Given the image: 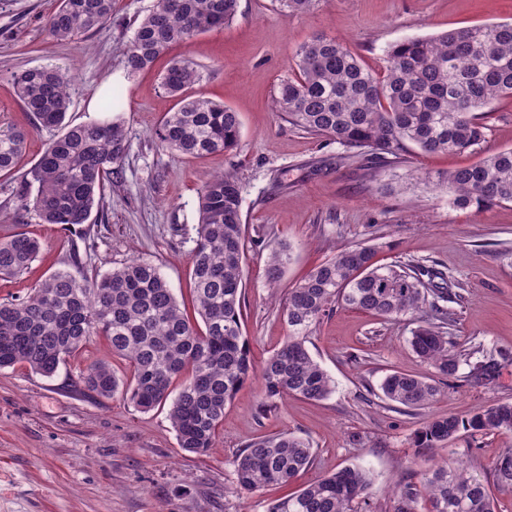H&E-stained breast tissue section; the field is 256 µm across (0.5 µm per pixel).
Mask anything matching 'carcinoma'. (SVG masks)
I'll return each instance as SVG.
<instances>
[{"instance_id": "cac0c4a2", "label": "carcinoma", "mask_w": 512, "mask_h": 512, "mask_svg": "<svg viewBox=\"0 0 512 512\" xmlns=\"http://www.w3.org/2000/svg\"><path fill=\"white\" fill-rule=\"evenodd\" d=\"M113 0H60L46 18L49 35L78 41L112 18ZM239 0H154L138 22L124 53L133 76L151 68L171 46L233 22ZM201 75L185 58L170 62L161 78L166 93L179 98L156 131L161 149L195 159L228 151L241 140L237 112L187 90ZM74 77L61 66L20 70L13 75L17 98L38 129L52 131L37 162L15 193L17 209L42 224L66 229L89 221L103 200L112 165L126 150L117 122L73 124L66 120ZM512 99V22L452 29L410 38L386 52L383 75L367 70L340 41L314 37L301 45L292 74L274 98L288 123L326 136L348 157L368 148L389 166L415 147L426 153H476L486 139L484 113L493 102ZM27 132L0 123V176L15 168ZM448 204L477 210L512 203V148L481 157L435 180ZM36 193H31V190ZM241 196L227 173L209 176L199 196V224L192 253L195 310L192 323L159 268L132 258L102 274L78 278L57 271L24 297L0 302V370L20 364L50 378L68 357L103 337L112 356L124 359L131 377L116 374L112 362L97 360L79 376L90 395L117 393L141 412L169 405V419L183 451L205 455L222 426L224 408L253 371L242 331V275L245 261ZM377 244L340 250L279 298L288 338L260 369L262 406L294 396L320 401L335 381L310 354L309 333L335 304L382 319L411 317L412 351L432 365L430 378L400 371L379 385L382 397L407 409H424L441 386L458 377L463 354L448 336L455 312L445 275L432 267L396 261L379 265ZM40 251L37 238L20 233L0 240V279L22 276ZM288 247L267 258L270 287L288 265ZM181 379L178 391L171 390ZM467 434L512 433V403L480 407L467 417L432 416L414 435L417 448H435ZM309 442L291 433L252 442L236 459L240 490L287 486L313 461ZM497 485L512 489V448L494 466ZM373 481L366 470L342 467L308 486L267 504L266 512H367ZM430 512H496L481 471L445 460L411 485L391 491V512H417L420 497Z\"/></svg>"}]
</instances>
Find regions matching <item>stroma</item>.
<instances>
[{
  "label": "stroma",
  "instance_id": "35a3bbf8",
  "mask_svg": "<svg viewBox=\"0 0 512 512\" xmlns=\"http://www.w3.org/2000/svg\"><path fill=\"white\" fill-rule=\"evenodd\" d=\"M153 0H113L112 22L81 44L51 38L43 27L58 0H0V122L31 131L12 178H0V240L36 235L41 251L26 273L0 280V301L23 296L51 273L106 271L136 257L155 264L186 311H193L191 253L197 239L198 192L208 174H233L245 231L242 329L255 364L288 335L271 297L266 259L289 245L291 260L278 283L288 291L338 248L376 243L378 263L413 260L451 281L456 314L448 332L467 361L427 408L409 410L378 396L384 376L435 370L410 347L409 319L382 320L334 306L309 335L312 356L336 382L328 398H291L260 410L261 381L253 376L224 409V423L206 455L182 451L167 408L138 411L121 396H86L76 387L94 359H112L119 376L127 361L112 358L93 338L50 378L26 369L0 370V512H265L279 489L246 494L236 485L235 461L252 442L281 432L310 441L312 464L293 482L301 488L347 465L373 479L370 512H390L387 488L420 485L439 459H461L495 484L494 463L512 435L467 437L435 450L413 437L434 415L463 416L512 402V203L456 209L445 195L423 189L426 178L477 161L478 155L425 154L410 149L395 167L368 172L370 153L345 158L333 141L290 125L273 98L312 36L343 41L367 68L382 72L388 47L450 29L512 21V0H316L306 12H283L273 0H240L227 27L174 46L170 54L195 62L203 75L194 93L238 113L237 149L204 159L158 150L154 132L175 101L160 85L166 60L127 76L124 52ZM45 65L76 75L68 117L105 120L100 99L113 89L127 150L93 223L72 231L38 223L17 210L13 187L37 161L48 131L31 130L18 101L15 72ZM500 365L491 384L470 377L473 366Z\"/></svg>",
  "mask_w": 512,
  "mask_h": 512
}]
</instances>
